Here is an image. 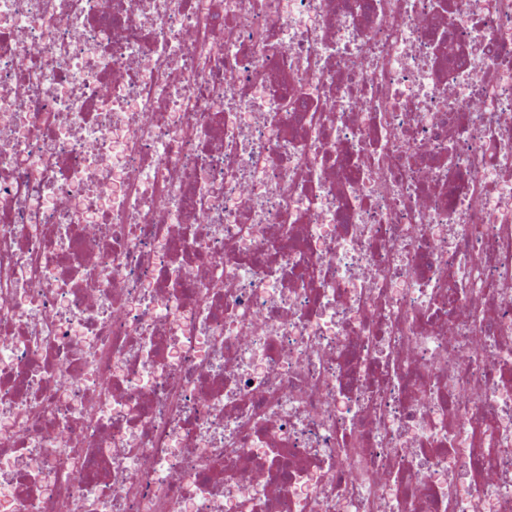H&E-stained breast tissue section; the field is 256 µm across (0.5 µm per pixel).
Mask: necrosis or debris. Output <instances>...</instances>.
<instances>
[{"mask_svg": "<svg viewBox=\"0 0 512 512\" xmlns=\"http://www.w3.org/2000/svg\"><path fill=\"white\" fill-rule=\"evenodd\" d=\"M0 512H512V0H0Z\"/></svg>", "mask_w": 512, "mask_h": 512, "instance_id": "necrosis-or-debris-1", "label": "necrosis or debris"}]
</instances>
